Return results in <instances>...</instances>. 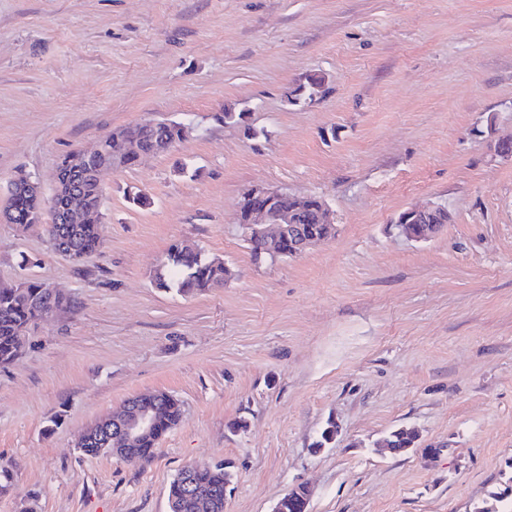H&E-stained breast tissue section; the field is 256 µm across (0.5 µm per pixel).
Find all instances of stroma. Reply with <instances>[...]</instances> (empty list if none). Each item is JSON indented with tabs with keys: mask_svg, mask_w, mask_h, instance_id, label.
Instances as JSON below:
<instances>
[{
	"mask_svg": "<svg viewBox=\"0 0 512 512\" xmlns=\"http://www.w3.org/2000/svg\"><path fill=\"white\" fill-rule=\"evenodd\" d=\"M313 73L322 91L289 103ZM148 119L192 132L106 180L95 255L0 223V283L74 304L0 368V512H168L194 462L233 472L224 512H271L299 485L309 512H474L502 491L512 161L488 143L512 138V0H0V194L21 173L51 191L68 153ZM254 184L321 197L335 235L254 261L236 224ZM427 203L449 223L399 235L398 214ZM177 242L232 277L192 297L157 288ZM154 390L184 417L150 459L79 451ZM401 427L418 446L377 451Z\"/></svg>",
	"mask_w": 512,
	"mask_h": 512,
	"instance_id": "stroma-1",
	"label": "stroma"
}]
</instances>
